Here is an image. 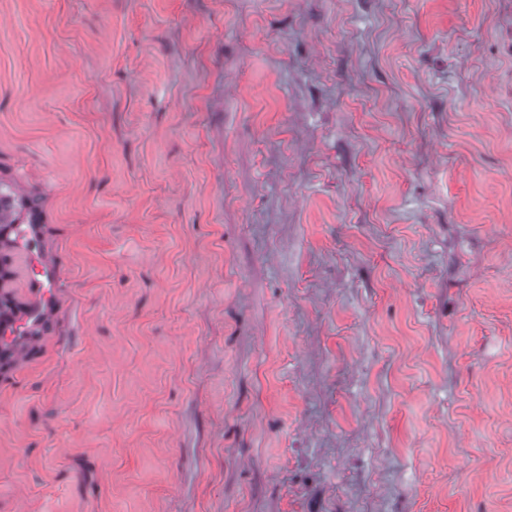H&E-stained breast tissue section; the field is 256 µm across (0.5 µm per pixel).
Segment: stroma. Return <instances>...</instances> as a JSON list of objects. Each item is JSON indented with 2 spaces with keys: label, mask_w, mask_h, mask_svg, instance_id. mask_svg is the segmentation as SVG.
Instances as JSON below:
<instances>
[{
  "label": "stroma",
  "mask_w": 512,
  "mask_h": 512,
  "mask_svg": "<svg viewBox=\"0 0 512 512\" xmlns=\"http://www.w3.org/2000/svg\"><path fill=\"white\" fill-rule=\"evenodd\" d=\"M0 182V512H512V0H0Z\"/></svg>",
  "instance_id": "35a3bbf8"
}]
</instances>
